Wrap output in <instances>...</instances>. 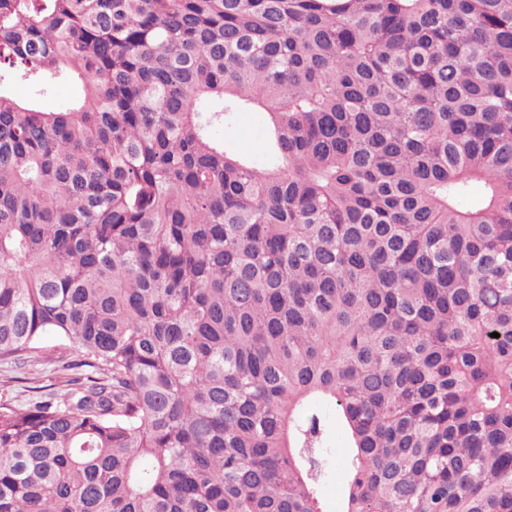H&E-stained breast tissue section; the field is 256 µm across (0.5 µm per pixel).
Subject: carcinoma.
<instances>
[{
    "label": "carcinoma",
    "instance_id": "1",
    "mask_svg": "<svg viewBox=\"0 0 512 512\" xmlns=\"http://www.w3.org/2000/svg\"><path fill=\"white\" fill-rule=\"evenodd\" d=\"M48 334L0 512H317L320 402L343 512H512V0H0V361ZM77 86L70 82L57 83L50 93L41 99L46 110H57L69 105L77 95ZM215 137L232 143L235 149L255 160L265 157L268 138L265 118L260 112H239L232 124L215 129ZM331 424L329 447L332 448L334 462L321 488L320 512H342L343 490L347 481L345 459L348 448L335 420Z\"/></svg>",
    "mask_w": 512,
    "mask_h": 512
}]
</instances>
